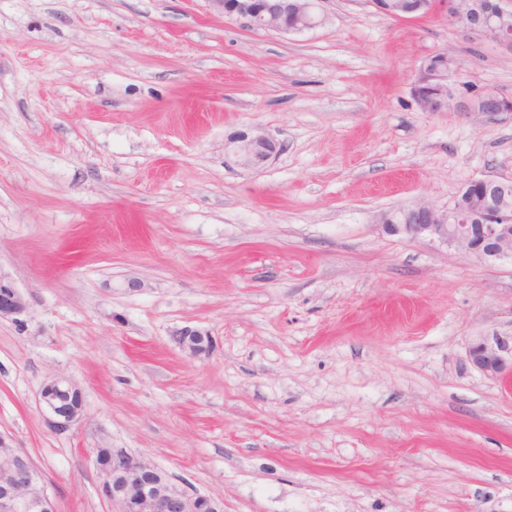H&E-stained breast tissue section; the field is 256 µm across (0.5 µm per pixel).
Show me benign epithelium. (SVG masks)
<instances>
[{
  "label": "benign epithelium",
  "mask_w": 512,
  "mask_h": 512,
  "mask_svg": "<svg viewBox=\"0 0 512 512\" xmlns=\"http://www.w3.org/2000/svg\"><path fill=\"white\" fill-rule=\"evenodd\" d=\"M228 19L244 22L255 30L299 33L323 22L315 11L316 0H208ZM504 0H373L386 16L413 18L446 12L448 20L467 32L512 49V8ZM455 59H426L413 86L419 106L428 112L454 108L462 112H512V99L496 91H484L467 102L457 101L451 83L457 72ZM282 143L258 131L241 132L226 144L227 155L243 168L257 169L275 159ZM512 181L492 177L470 180L453 204L438 206L419 201L399 210L397 220L387 217L384 228L391 235L410 239L422 236L453 248L466 257L486 262L512 260ZM28 312L26 297L10 276L0 270V321L22 322ZM180 347L196 358L213 348L212 337L183 330ZM467 361L493 376L512 373V339L480 338L467 351ZM39 402L46 426L57 434L71 431L82 420L84 393L74 379L55 376L43 383ZM102 495L115 512H224V497L191 492L178 486L161 468L144 457L122 449H90ZM0 512H56L42 471L25 452L11 448L0 438Z\"/></svg>",
  "instance_id": "7a95c632"
}]
</instances>
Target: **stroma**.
Segmentation results:
<instances>
[{"instance_id":"1","label":"stroma","mask_w":512,"mask_h":512,"mask_svg":"<svg viewBox=\"0 0 512 512\" xmlns=\"http://www.w3.org/2000/svg\"><path fill=\"white\" fill-rule=\"evenodd\" d=\"M255 31L209 0H0V436L57 512H112L92 448H122L224 512H512V262L386 233L385 214L512 179V113L427 112L426 57L458 97L512 96V51L437 12L323 0ZM279 140L259 170L232 134ZM189 327L208 358L175 343ZM75 379L57 434L37 393ZM27 312L26 297L15 286L10 276L0 271V321L19 323ZM467 361L483 373L500 376L507 369L512 374V338H480L467 351ZM39 402L46 426L57 434L71 431L82 420L85 410L84 393L74 379L55 376L43 383Z\"/></svg>"}]
</instances>
